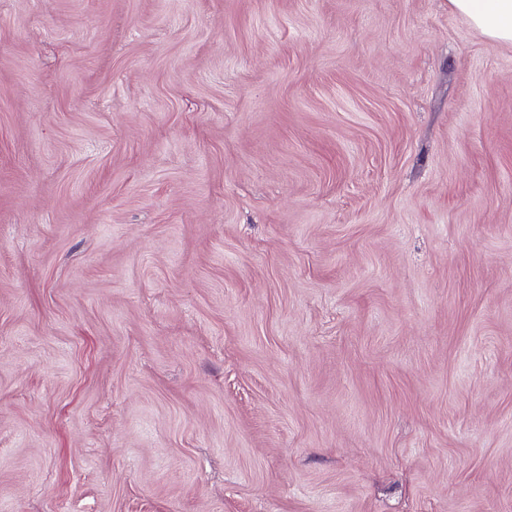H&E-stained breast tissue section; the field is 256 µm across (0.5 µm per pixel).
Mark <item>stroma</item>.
Returning <instances> with one entry per match:
<instances>
[{
    "label": "stroma",
    "mask_w": 512,
    "mask_h": 512,
    "mask_svg": "<svg viewBox=\"0 0 512 512\" xmlns=\"http://www.w3.org/2000/svg\"><path fill=\"white\" fill-rule=\"evenodd\" d=\"M0 512H512V45L0 0Z\"/></svg>",
    "instance_id": "stroma-1"
}]
</instances>
